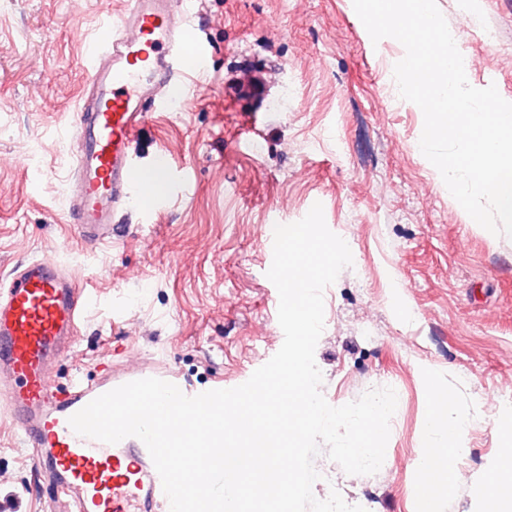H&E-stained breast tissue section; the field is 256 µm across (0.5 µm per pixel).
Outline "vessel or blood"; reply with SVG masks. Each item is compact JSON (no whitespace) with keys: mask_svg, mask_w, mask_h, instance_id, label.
Segmentation results:
<instances>
[{"mask_svg":"<svg viewBox=\"0 0 512 512\" xmlns=\"http://www.w3.org/2000/svg\"><path fill=\"white\" fill-rule=\"evenodd\" d=\"M196 0H128V9L88 48L89 76L72 113L74 190L69 210L88 243L111 240L116 212L138 197L139 173L159 184L157 203L178 187L169 157L155 151L146 161L132 145L150 113L172 106L190 91L194 72L209 64L197 46L187 54ZM88 297L59 263L30 259L0 285V404L29 448L65 512H170L169 501L141 440L116 444L76 434L72 415L125 383L154 377L177 383L169 370L143 366L105 371L94 382L73 380L61 388L54 373L77 340Z\"/></svg>","mask_w":512,"mask_h":512,"instance_id":"obj_1","label":"vessel or blood"}]
</instances>
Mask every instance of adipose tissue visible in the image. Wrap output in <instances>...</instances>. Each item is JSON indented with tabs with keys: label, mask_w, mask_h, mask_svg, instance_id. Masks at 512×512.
<instances>
[{
	"label": "adipose tissue",
	"mask_w": 512,
	"mask_h": 512,
	"mask_svg": "<svg viewBox=\"0 0 512 512\" xmlns=\"http://www.w3.org/2000/svg\"><path fill=\"white\" fill-rule=\"evenodd\" d=\"M426 426L448 438L442 448L420 449L417 465L423 474L442 481L459 478V464L465 453L463 440L470 428L467 414L460 412L450 398L428 395ZM482 512H512V448L507 449L500 467L488 481Z\"/></svg>",
	"instance_id": "obj_1"
}]
</instances>
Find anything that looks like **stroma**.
<instances>
[{
	"label": "stroma",
	"instance_id": "stroma-1",
	"mask_svg": "<svg viewBox=\"0 0 512 512\" xmlns=\"http://www.w3.org/2000/svg\"><path fill=\"white\" fill-rule=\"evenodd\" d=\"M449 28L464 8L498 34L460 43L473 87L512 102V0H436ZM124 0H0V282L53 258L91 290L59 385L99 378L109 359L177 371L203 389L245 383L281 347L267 278L274 222L321 203L351 267L323 291L315 360L341 406L392 387L390 470L351 475L319 453L338 491L366 512H415L427 447L425 385L452 391L471 426L440 512H479L488 471L512 448V238L478 225L422 154L421 109L393 68L405 50L372 42L353 0H201L190 35L209 70L177 108L152 113L138 155L162 149L189 185L158 206L130 204L119 239L92 246L69 222L73 142L65 123L83 91L85 45ZM47 481L0 412V512H44Z\"/></svg>",
	"mask_w": 512,
	"mask_h": 512
}]
</instances>
